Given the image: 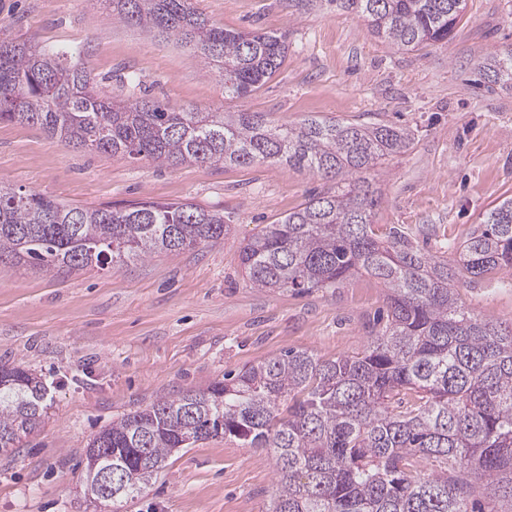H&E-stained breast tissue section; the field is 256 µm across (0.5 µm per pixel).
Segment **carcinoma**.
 Masks as SVG:
<instances>
[{
	"label": "carcinoma",
	"instance_id": "cac0c4a2",
	"mask_svg": "<svg viewBox=\"0 0 512 512\" xmlns=\"http://www.w3.org/2000/svg\"><path fill=\"white\" fill-rule=\"evenodd\" d=\"M113 20L173 36L241 98L276 73L288 33L229 30L192 0H101ZM464 0H286L300 15L327 6L363 18L406 50L448 39ZM489 81L512 84V51L479 57ZM41 127L65 147L159 166L279 163L336 182L240 246L256 288L336 291L365 273L387 288V319L363 350L322 360L289 349L207 390L159 395L88 444L85 495L107 461L136 474L135 498L171 454L218 434L265 448L275 467L267 512H512V324L459 304L455 288L512 272V199L450 246L453 260L415 248L396 229L372 232L380 196L365 174L408 151L409 130L264 112L172 110L141 95L101 94L91 73L26 40H0V122ZM224 213L192 202L70 207L0 182V263L35 271L102 268L224 240ZM47 389L22 364L0 365V453L37 430ZM437 462L424 473L418 459Z\"/></svg>",
	"mask_w": 512,
	"mask_h": 512
}]
</instances>
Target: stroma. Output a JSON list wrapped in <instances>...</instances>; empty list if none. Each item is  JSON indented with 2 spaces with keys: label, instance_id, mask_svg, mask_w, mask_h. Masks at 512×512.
Here are the masks:
<instances>
[{
  "label": "stroma",
  "instance_id": "1",
  "mask_svg": "<svg viewBox=\"0 0 512 512\" xmlns=\"http://www.w3.org/2000/svg\"><path fill=\"white\" fill-rule=\"evenodd\" d=\"M227 29L284 31L282 67L256 92L228 99L202 59L177 40L111 20L101 0H0V39L77 49L115 98L120 77L170 108L311 116L408 128L412 148L370 179L382 193L372 229L407 231L442 256L494 205L512 198V88L480 80V56L512 50V0H465L448 40L401 50L363 19L289 15L284 0H193ZM0 181L82 208L149 199L223 211V243L97 270L36 272L0 265V363H22L49 387L40 429L0 454V512H266L275 480L262 448L218 436L169 457L132 500L92 502L81 476L90 439L113 418L161 394L203 391L280 355L335 359L361 351L387 310L366 275L336 292L253 287L239 246L333 182L280 164L160 167L73 151L42 129L0 123ZM457 293L475 313L512 323V275L492 273Z\"/></svg>",
  "mask_w": 512,
  "mask_h": 512
}]
</instances>
